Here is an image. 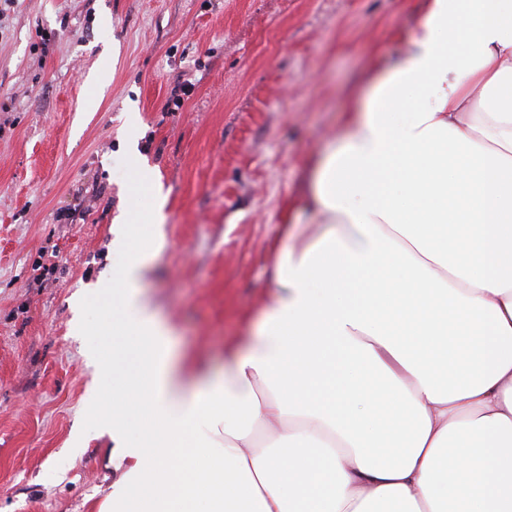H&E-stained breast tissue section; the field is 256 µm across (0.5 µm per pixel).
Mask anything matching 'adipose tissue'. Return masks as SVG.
I'll list each match as a JSON object with an SVG mask.
<instances>
[{"label": "adipose tissue", "mask_w": 512, "mask_h": 512, "mask_svg": "<svg viewBox=\"0 0 512 512\" xmlns=\"http://www.w3.org/2000/svg\"><path fill=\"white\" fill-rule=\"evenodd\" d=\"M103 283L118 476L98 512H512V0H424L311 167L224 366L173 357L144 279L166 196Z\"/></svg>", "instance_id": "ef3b65f1"}]
</instances>
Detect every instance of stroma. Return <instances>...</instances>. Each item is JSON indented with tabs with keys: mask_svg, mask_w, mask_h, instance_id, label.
Returning a JSON list of instances; mask_svg holds the SVG:
<instances>
[{
	"mask_svg": "<svg viewBox=\"0 0 512 512\" xmlns=\"http://www.w3.org/2000/svg\"><path fill=\"white\" fill-rule=\"evenodd\" d=\"M422 4L14 0L0 14V512H97L115 475L97 431L112 373L86 354H111L119 320L96 290L120 268L113 218L139 215L133 244L150 229L129 115L168 193L146 292L174 353L220 367L266 295L289 202Z\"/></svg>",
	"mask_w": 512,
	"mask_h": 512,
	"instance_id": "35a3bbf8",
	"label": "stroma"
}]
</instances>
